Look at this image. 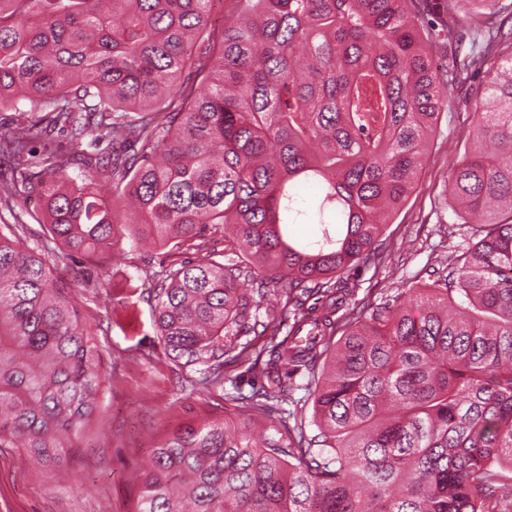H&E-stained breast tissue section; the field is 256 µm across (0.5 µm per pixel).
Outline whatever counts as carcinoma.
Instances as JSON below:
<instances>
[{
	"label": "carcinoma",
	"instance_id": "cac0c4a2",
	"mask_svg": "<svg viewBox=\"0 0 512 512\" xmlns=\"http://www.w3.org/2000/svg\"><path fill=\"white\" fill-rule=\"evenodd\" d=\"M210 2L0 0V109L39 113L0 133V200L40 198L62 260L111 250L125 202L145 216L131 243L196 248L159 272L163 351L217 385L236 349L259 385L234 402L263 433L177 432L152 451L138 512H512V28L497 21L512 0L440 21L446 74L430 0H245L219 33ZM479 65L448 179L479 233L451 279L359 311L344 274L375 256ZM211 224L222 262L199 242ZM294 224L319 233L292 239ZM285 323L264 362L238 343ZM102 371L72 284L0 226V448L60 466ZM285 375L308 377L317 434L283 407Z\"/></svg>",
	"mask_w": 512,
	"mask_h": 512
}]
</instances>
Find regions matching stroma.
<instances>
[{"label":"stroma","mask_w":512,"mask_h":512,"mask_svg":"<svg viewBox=\"0 0 512 512\" xmlns=\"http://www.w3.org/2000/svg\"><path fill=\"white\" fill-rule=\"evenodd\" d=\"M455 95L414 192L386 228L377 259L350 272L358 285L357 307L373 309L401 289L447 275L450 244L467 241L476 230L458 223L449 207V163L464 152L472 112L468 86ZM41 214L39 199L0 200V224L20 225L23 244L55 262L58 277L75 281L78 306L104 360L105 381L99 415L64 464L67 479L23 449L0 448V512H137L139 476L153 448L187 425L238 418L231 397L241 367L225 357L223 387L206 389L191 385L190 369L165 355L153 326L156 272L183 260V253L162 246L135 249L123 236L107 258L64 264L38 222ZM131 279L136 289L127 288Z\"/></svg>","instance_id":"35a3bbf8"}]
</instances>
